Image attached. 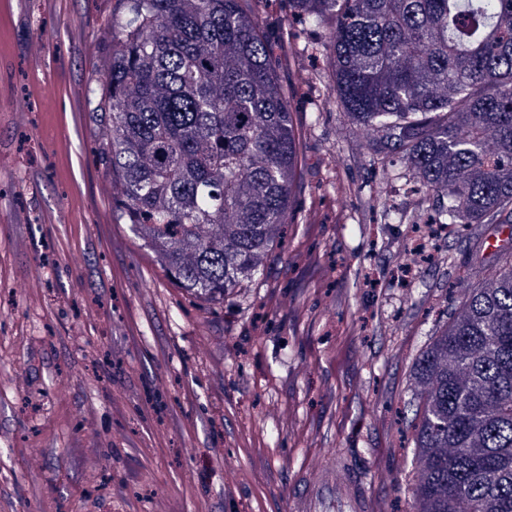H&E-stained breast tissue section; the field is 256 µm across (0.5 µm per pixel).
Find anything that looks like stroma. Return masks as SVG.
Masks as SVG:
<instances>
[{
	"label": "stroma",
	"instance_id": "obj_1",
	"mask_svg": "<svg viewBox=\"0 0 512 512\" xmlns=\"http://www.w3.org/2000/svg\"><path fill=\"white\" fill-rule=\"evenodd\" d=\"M116 7L0 0V512H292L291 483L330 450L372 512H410L411 369L493 249L460 224L420 262L380 207L413 194L371 176L317 79L324 34L269 0L271 48L303 52L277 66L304 134L295 196L259 279L220 304L191 295L99 191L104 120L85 87Z\"/></svg>",
	"mask_w": 512,
	"mask_h": 512
}]
</instances>
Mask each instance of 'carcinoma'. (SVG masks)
<instances>
[{
  "instance_id": "cac0c4a2",
  "label": "carcinoma",
  "mask_w": 512,
  "mask_h": 512,
  "mask_svg": "<svg viewBox=\"0 0 512 512\" xmlns=\"http://www.w3.org/2000/svg\"><path fill=\"white\" fill-rule=\"evenodd\" d=\"M260 0H123L85 90L132 229L211 303L263 274L288 223L300 133ZM328 32L331 90L432 224H512V0H288ZM429 337L408 401L414 512H512V253Z\"/></svg>"
}]
</instances>
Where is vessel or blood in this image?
<instances>
[{
  "mask_svg": "<svg viewBox=\"0 0 512 512\" xmlns=\"http://www.w3.org/2000/svg\"><path fill=\"white\" fill-rule=\"evenodd\" d=\"M298 512H325L340 503L343 512H370L369 494L351 461L330 454L323 464L309 471L294 491Z\"/></svg>",
  "mask_w": 512,
  "mask_h": 512,
  "instance_id": "vessel-or-blood-1",
  "label": "vessel or blood"
}]
</instances>
